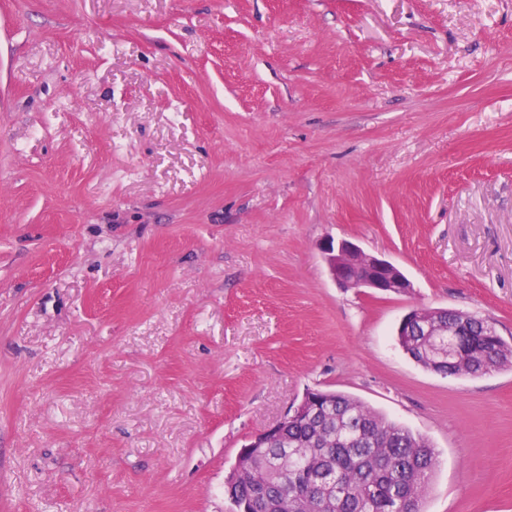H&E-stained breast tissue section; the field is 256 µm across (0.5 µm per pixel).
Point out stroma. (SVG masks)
<instances>
[{
	"instance_id": "1",
	"label": "stroma",
	"mask_w": 512,
	"mask_h": 512,
	"mask_svg": "<svg viewBox=\"0 0 512 512\" xmlns=\"http://www.w3.org/2000/svg\"><path fill=\"white\" fill-rule=\"evenodd\" d=\"M416 308L512 344V0H0V512H231L309 389L512 512V366L422 368ZM323 260L340 288H368L381 293H408L413 285L393 263L366 254L350 241L322 248Z\"/></svg>"
}]
</instances>
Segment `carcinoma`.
<instances>
[{
	"label": "carcinoma",
	"instance_id": "cac0c4a2",
	"mask_svg": "<svg viewBox=\"0 0 512 512\" xmlns=\"http://www.w3.org/2000/svg\"><path fill=\"white\" fill-rule=\"evenodd\" d=\"M457 340L467 362L437 354L435 336L401 337L423 368L445 376H481L512 364V346L474 326ZM332 407L310 419L284 421L279 438L244 454L225 478V492L249 512H421L437 465L430 442L360 400L335 393ZM285 444L305 447L299 459L271 466Z\"/></svg>",
	"mask_w": 512,
	"mask_h": 512
}]
</instances>
